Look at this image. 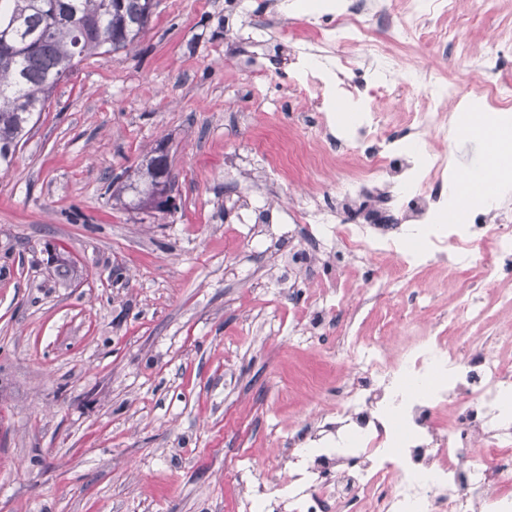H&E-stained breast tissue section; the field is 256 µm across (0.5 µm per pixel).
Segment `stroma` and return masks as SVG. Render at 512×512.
I'll return each mask as SVG.
<instances>
[{"label": "stroma", "instance_id": "obj_1", "mask_svg": "<svg viewBox=\"0 0 512 512\" xmlns=\"http://www.w3.org/2000/svg\"><path fill=\"white\" fill-rule=\"evenodd\" d=\"M277 0H157L137 46L85 59L0 171V512H247L287 478L289 439L330 418L343 336L392 334L391 294L350 278L339 324L296 263L311 225L287 220L333 175L301 155L271 170L309 107L282 28L339 19ZM484 47L512 0H471ZM265 45H251V25ZM166 143L172 214L116 204L106 185ZM267 211L254 223L251 211ZM71 271L62 274L60 263Z\"/></svg>", "mask_w": 512, "mask_h": 512}]
</instances>
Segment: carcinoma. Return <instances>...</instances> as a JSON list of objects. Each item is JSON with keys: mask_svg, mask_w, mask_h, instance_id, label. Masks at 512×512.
<instances>
[{"mask_svg": "<svg viewBox=\"0 0 512 512\" xmlns=\"http://www.w3.org/2000/svg\"><path fill=\"white\" fill-rule=\"evenodd\" d=\"M151 0H0V165L10 166L36 112L85 59L137 43ZM155 176L137 168L136 207L153 208Z\"/></svg>", "mask_w": 512, "mask_h": 512, "instance_id": "1", "label": "carcinoma"}]
</instances>
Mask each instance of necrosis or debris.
I'll list each match as a JSON object with an SVG mask.
<instances>
[{
  "label": "necrosis or debris",
  "mask_w": 512,
  "mask_h": 512,
  "mask_svg": "<svg viewBox=\"0 0 512 512\" xmlns=\"http://www.w3.org/2000/svg\"><path fill=\"white\" fill-rule=\"evenodd\" d=\"M391 15L387 0H350L340 24L310 26L295 40L294 56L311 58L299 93L323 96L345 87L366 101L354 130L331 132L306 112L299 122L316 165L339 153L364 165L335 188L349 214L309 195L292 210L296 224H313L303 256L340 250L365 287L397 288L418 281L434 263L484 275L512 274V206L471 212L468 223L440 221L452 164L423 143L462 132L452 105L482 97L495 108L512 106V78L503 76V53L512 47V25L494 44L472 49L485 75L478 86L451 82L429 67L399 68L373 38L375 22L391 21L389 39L446 51L458 36L431 27V13L456 10L458 0H410ZM364 45L363 59L341 54L342 45ZM385 96L400 100L407 121L389 134L373 108ZM397 262L376 274L387 257ZM489 322L485 291L462 293L451 311L434 319L432 337L389 354L384 345L348 336L337 359L351 362L354 380L336 395V419L327 430L336 445L288 456L289 512H512V357L476 345L473 334Z\"/></svg>",
  "instance_id": "1"
}]
</instances>
